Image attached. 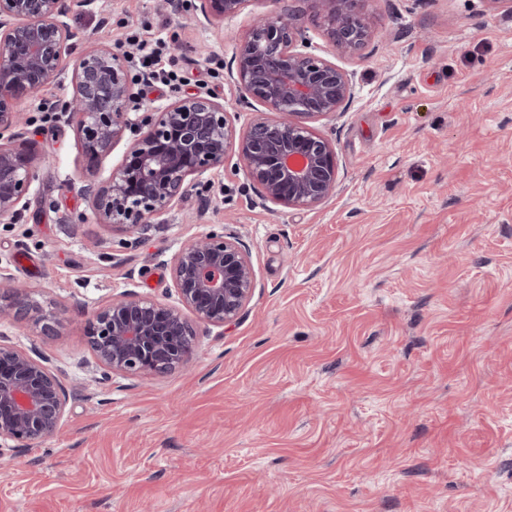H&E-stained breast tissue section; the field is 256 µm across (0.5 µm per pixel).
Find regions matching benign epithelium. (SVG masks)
<instances>
[{
	"label": "benign epithelium",
	"mask_w": 512,
	"mask_h": 512,
	"mask_svg": "<svg viewBox=\"0 0 512 512\" xmlns=\"http://www.w3.org/2000/svg\"><path fill=\"white\" fill-rule=\"evenodd\" d=\"M249 0H196L188 19L224 29ZM235 43L227 81L240 100L262 107L238 130L226 103L193 93L151 106L142 102L126 55L105 39L72 55L66 0H0V223L17 224L28 207L38 157L19 141L22 112L33 97L71 72L73 95L58 104L76 126L81 151L99 167L123 140L138 134L109 176L86 185L95 223L145 231L165 222L203 177L237 157L263 203L277 212L320 206L335 193V144L313 122L334 120L355 97L349 74L315 52L309 26L341 54L372 39L358 0H273ZM176 301L133 291L94 311L86 336L103 378L164 376L195 349L198 327L234 322L250 299L256 275L238 237L209 232L184 242L169 262ZM28 286L0 275V323L39 313ZM73 394L40 357L0 339V445L29 448L57 435Z\"/></svg>",
	"instance_id": "benign-epithelium-1"
}]
</instances>
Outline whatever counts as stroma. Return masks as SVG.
Masks as SVG:
<instances>
[{"instance_id": "stroma-1", "label": "stroma", "mask_w": 512, "mask_h": 512, "mask_svg": "<svg viewBox=\"0 0 512 512\" xmlns=\"http://www.w3.org/2000/svg\"><path fill=\"white\" fill-rule=\"evenodd\" d=\"M187 23L184 0L71 6L74 52L101 31L133 51L166 39L179 91L209 93L236 127L256 115L224 79L236 37ZM374 31L333 54L355 98L336 121L326 204L264 207L234 161L165 223L104 232L76 129L26 100L43 160L22 223L0 224V273L34 316L0 335L79 396L60 433L0 452V512H512V0H365ZM237 234L256 288L238 320L196 338L161 378L102 379L85 333L133 291L173 302L168 263L189 238Z\"/></svg>"}]
</instances>
